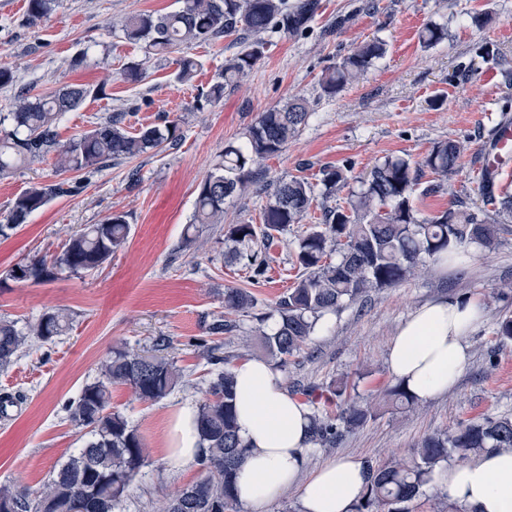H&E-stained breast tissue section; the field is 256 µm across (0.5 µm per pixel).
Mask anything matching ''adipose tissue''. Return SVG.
<instances>
[{
	"mask_svg": "<svg viewBox=\"0 0 512 512\" xmlns=\"http://www.w3.org/2000/svg\"><path fill=\"white\" fill-rule=\"evenodd\" d=\"M483 316L472 299L421 306L390 344V373L421 399L447 391L468 360L466 337ZM233 374L239 434L247 445L237 479L240 501L262 506L295 487L302 512H351L365 485L362 462L347 456L306 472L312 449L308 410L288 395L266 360H244ZM442 481L449 498L470 512H512V448L489 449L449 466Z\"/></svg>",
	"mask_w": 512,
	"mask_h": 512,
	"instance_id": "ef3b65f1",
	"label": "adipose tissue"
}]
</instances>
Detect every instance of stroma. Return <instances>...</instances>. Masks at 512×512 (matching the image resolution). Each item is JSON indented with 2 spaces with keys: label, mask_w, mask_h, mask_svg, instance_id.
Returning a JSON list of instances; mask_svg holds the SVG:
<instances>
[{
  "label": "stroma",
  "mask_w": 512,
  "mask_h": 512,
  "mask_svg": "<svg viewBox=\"0 0 512 512\" xmlns=\"http://www.w3.org/2000/svg\"><path fill=\"white\" fill-rule=\"evenodd\" d=\"M27 2L0 0V66L12 68L17 80L16 86L0 88V112L9 111L20 86L45 93L74 82H101L103 96L63 116L62 139L127 110L136 128L164 114L177 119L181 140L64 177L48 157L0 180V217L32 184L64 178L76 187L0 237V319L22 327L57 309L72 317L64 335L48 344L29 343L0 370V395L13 398L0 412V485L39 487L58 463L84 446L85 431L71 421L66 406L98 378L112 347L125 346L165 356L183 374L181 383L154 403L136 400L124 387L112 390L113 411L136 427L149 450L119 512H157L163 495L201 476L197 463L168 454L176 413L204 401L214 377V366L197 354L194 339L224 318L225 289L245 288L255 296V308L239 317L238 331L218 341L231 364L263 357L253 336L256 319L301 274L295 259L300 226H290L275 241L267 277L255 284L241 264L224 257L229 225L260 223L265 189L277 179L300 176L316 183L323 169L344 166L353 180L387 158L420 160L434 143L446 140L466 143L460 165L446 178L425 173L422 185L439 190L416 194V209L427 216L457 200L481 205V154L499 124L512 120V109L503 108L505 96L512 94V0H321L320 12L302 31L265 33L264 55L253 73L226 89L223 102L200 110L192 107L194 97L218 80L225 58L237 50L235 37L148 59L112 27L113 19L124 15L170 12L177 0H56L52 13L34 25ZM478 13L489 18L484 26L471 21ZM339 16L345 25L332 29ZM429 22L447 25L448 37L427 47L419 33ZM373 37L386 41L385 56L336 96L325 95L320 87L325 70ZM486 43L499 49L501 61L489 65L477 56L478 46ZM85 52L95 56L96 65L70 68V60ZM183 55L195 57L201 67L191 82L180 84L174 80V61ZM133 61L146 64L142 82L122 76ZM292 95L309 100L308 125L282 153L256 165L259 191L227 201L223 223L197 225L200 246L186 243L197 186L225 144L243 142L261 112ZM116 212L127 214L129 237L99 272H64L40 284L8 278L14 265L58 251L76 230ZM466 251L462 265L431 263L425 272L329 315L328 330L318 331L291 358L280 374L285 389L341 381L347 395L373 411L336 445L315 446L307 470L344 456L384 466L410 457L426 436L471 421L512 417V341L497 335L502 317L512 315V234L502 235L492 248L470 245ZM448 297H470L484 308L483 321L467 338L468 361L445 393L395 406L387 396L396 383L387 365L390 343L419 307Z\"/></svg>",
  "instance_id": "stroma-1"
}]
</instances>
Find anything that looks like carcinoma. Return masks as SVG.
<instances>
[{
  "instance_id": "1",
  "label": "carcinoma",
  "mask_w": 512,
  "mask_h": 512,
  "mask_svg": "<svg viewBox=\"0 0 512 512\" xmlns=\"http://www.w3.org/2000/svg\"><path fill=\"white\" fill-rule=\"evenodd\" d=\"M181 6L160 15L135 13L112 21L123 38L139 44L146 55L165 56L184 44H211L232 33L243 34L241 49L224 59L223 80L200 93L195 104H218L224 90L243 82L264 54L260 35L275 29L297 33L315 17L320 0H179ZM55 0H28V18L36 22L50 15ZM448 38V28L430 22L420 32L426 46ZM386 52L385 43L373 38L361 42L336 66L327 70L321 88L328 96L356 82ZM175 78L188 82L199 62L191 56L176 60ZM105 94V84L75 83L32 96L21 90L12 109L0 114V177L54 154L57 171L80 172L111 161L131 159L165 144L180 141L178 123L159 124L131 132L127 113L114 112L94 129L62 143L58 125L67 112L88 98ZM308 101L293 95L280 107L261 113L243 143H229L212 171L199 183L190 224H220L224 201L250 191L254 165L278 155L308 124ZM465 145L440 141L419 161L387 158L375 165L367 178L348 193L346 205L323 209L321 223L297 239L296 261L303 273L293 287L278 298L272 313L258 318L257 336L267 355L279 368L313 336L326 316L340 312L371 291L391 287L443 253L468 244L491 248L512 224V195L488 190L489 175L482 177V201L486 209L475 212L460 201L431 216H421L413 194L424 170L446 177L459 166ZM322 196L329 198L347 185L340 168L322 170ZM74 192L66 181L34 184L15 197L0 236L16 229L34 211L54 198ZM316 199V185L301 177L279 180L261 213V224H234L224 241L228 255L259 280L269 268L268 247L275 235L308 216ZM129 222L124 213H112L99 224H88L71 235L61 250L8 271L16 281L43 283L64 271L95 272L127 240ZM256 305L243 288L224 290V309L249 313ZM272 326H266L270 318ZM72 318L64 309L43 314L23 332L16 322L0 320V369L9 367L30 339L47 343L70 329ZM198 353L212 365H224L211 382L209 397L199 404L195 427L201 445L197 458L202 476L178 492L163 497L159 512H230L239 504L236 479L246 454L236 421L235 387L230 359L219 355L220 345L196 341ZM181 378L176 364L167 358L146 355L126 347H114L101 363L100 378L86 385L68 404L69 417L90 429L91 439L59 463L41 487H0V512H115L125 493L148 460L149 452L136 428L112 411V388L126 387L141 402L167 397ZM369 407L348 403L339 417L310 416L311 440L334 442L345 432L362 426ZM488 448H512V419L485 418L459 425L453 432L428 436L406 462L388 466L366 465V482L354 512H404L402 504L415 499L432 480L438 464H461L473 453Z\"/></svg>"
}]
</instances>
